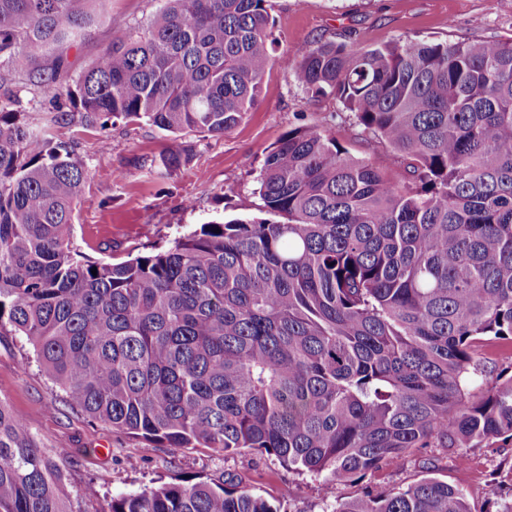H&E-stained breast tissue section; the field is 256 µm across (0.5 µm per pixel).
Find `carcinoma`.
I'll use <instances>...</instances> for the list:
<instances>
[{"instance_id": "cac0c4a2", "label": "carcinoma", "mask_w": 512, "mask_h": 512, "mask_svg": "<svg viewBox=\"0 0 512 512\" xmlns=\"http://www.w3.org/2000/svg\"><path fill=\"white\" fill-rule=\"evenodd\" d=\"M86 2L0 0L7 73L79 34ZM274 26L272 0H164L75 87L38 74L49 101L73 108L44 132L0 102V336L26 337L90 418L158 447L253 448L338 483L412 448H511L512 377L477 382L476 357L512 350V38L291 48L293 80L334 97L381 150L355 159L328 127L292 128L258 177L274 219L77 259L70 229L90 172L53 127L222 136L259 101ZM0 512H72L52 459L1 405ZM105 512L280 510L190 476ZM324 512L472 510L427 476Z\"/></svg>"}]
</instances>
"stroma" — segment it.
<instances>
[{"instance_id":"1","label":"stroma","mask_w":512,"mask_h":512,"mask_svg":"<svg viewBox=\"0 0 512 512\" xmlns=\"http://www.w3.org/2000/svg\"><path fill=\"white\" fill-rule=\"evenodd\" d=\"M163 0H89L91 24L74 40L36 54L32 71L12 75L0 100L16 99L30 127L42 129L51 116L70 111L67 99L49 102L35 74L64 62L67 84L97 61L114 36L145 26ZM275 36L281 51L266 72L260 101L231 132L179 138L146 123L117 122L74 140V152L92 173L76 201L71 241L81 257L101 262L169 247L176 238L215 218L260 217L257 178L272 146L300 125L331 124L351 155L369 157L375 137L361 132L330 96L295 84L284 51L333 39L379 45L391 40L474 42L512 37V0H274ZM181 155L167 168L169 153ZM0 404L46 451L65 449L56 463L62 489L74 512H105L111 498L136 493L172 477L216 478L230 473L241 486L282 512H322L327 498L348 499L365 491L404 487L434 464L438 479L465 490L472 512H485L491 493L512 497L499 472L512 463V448H415L353 485L326 483L288 469L272 456L245 451L234 456L210 448H159L144 439L94 421L39 370L21 336H0Z\"/></svg>"}]
</instances>
